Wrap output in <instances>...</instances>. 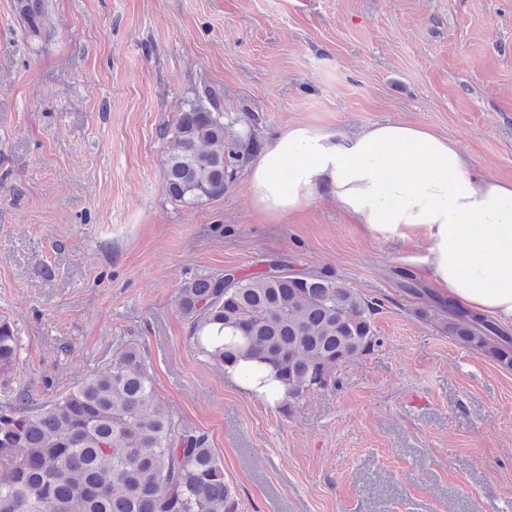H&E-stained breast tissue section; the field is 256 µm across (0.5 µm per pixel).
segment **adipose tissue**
<instances>
[{
	"label": "adipose tissue",
	"instance_id": "ef3b65f1",
	"mask_svg": "<svg viewBox=\"0 0 512 512\" xmlns=\"http://www.w3.org/2000/svg\"><path fill=\"white\" fill-rule=\"evenodd\" d=\"M249 187L274 222L327 189L373 237L423 243L429 275L454 303L512 328V181L477 171L448 137L403 122L296 124L252 163Z\"/></svg>",
	"mask_w": 512,
	"mask_h": 512
}]
</instances>
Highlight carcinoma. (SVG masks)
I'll list each match as a JSON object with an SVG mask.
<instances>
[{
	"label": "carcinoma",
	"mask_w": 512,
	"mask_h": 512,
	"mask_svg": "<svg viewBox=\"0 0 512 512\" xmlns=\"http://www.w3.org/2000/svg\"><path fill=\"white\" fill-rule=\"evenodd\" d=\"M29 34L49 33L47 0H16ZM168 139L165 193L186 205L221 198L240 148L224 138V114L211 90L187 101ZM233 276L185 282L178 305L189 339L224 369L252 359L269 368L281 409L336 384V368L376 343L373 316L384 306L327 270L302 271L276 260ZM430 306L454 341L512 368V337L490 321L436 298ZM18 336L0 321V376L14 371ZM224 464L205 433L178 424L155 390L134 340L122 343L104 372L39 402L26 388L0 402V512H237Z\"/></svg>",
	"instance_id": "obj_1"
}]
</instances>
